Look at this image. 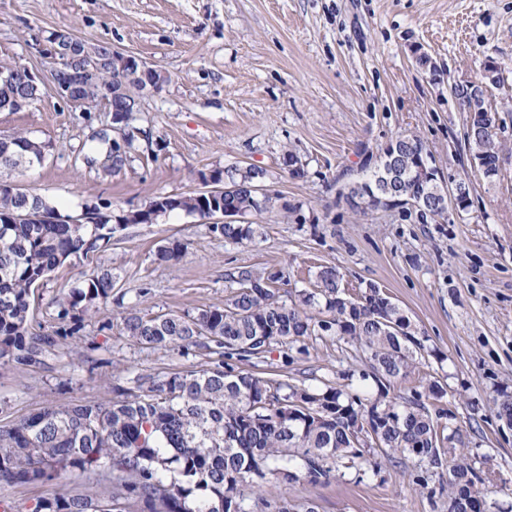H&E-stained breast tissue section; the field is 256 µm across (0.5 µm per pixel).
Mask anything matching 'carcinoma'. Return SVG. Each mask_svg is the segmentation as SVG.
Masks as SVG:
<instances>
[{
    "instance_id": "obj_1",
    "label": "carcinoma",
    "mask_w": 512,
    "mask_h": 512,
    "mask_svg": "<svg viewBox=\"0 0 512 512\" xmlns=\"http://www.w3.org/2000/svg\"><path fill=\"white\" fill-rule=\"evenodd\" d=\"M112 83L103 65L84 88L96 101L102 87ZM43 89L18 81L0 83V112H18L15 97L39 100ZM107 146L112 170L125 166L135 151V134L124 144ZM464 140L473 157L494 163L507 150L505 140L466 126ZM399 152L383 155L368 180L353 185L349 195L369 209L392 191L425 203L439 200L442 186L422 180L416 157L426 149L414 135L395 138ZM52 145L16 132L0 137V169L18 170L21 163L39 164ZM236 190L211 200L195 191L167 207L158 195L148 203L143 223L175 210L203 213L211 207L229 208L247 216L261 213L276 197L252 187L263 182L264 171L238 166L217 171ZM41 211L59 213L55 224L18 219ZM45 198L16 193L0 184V363H41L58 338L74 336L84 317L112 301L114 274L98 264L58 302V319L72 322L52 334L29 331L30 301L35 289L68 260L101 258L113 234L125 224H84L70 221ZM209 232L224 241L254 238V225L242 221L214 224ZM187 245L170 241L158 248L156 260L178 259ZM239 285L222 306L196 314L164 313L147 317L135 305L122 307L120 331L135 344L154 349L172 345L215 349L227 360L261 361L276 344L308 353L306 339L334 336L369 362L377 387L373 397L347 391V385L309 389L294 385L272 370L211 368L146 375L133 394L113 387L117 399L46 405L9 426H0V481L48 484L78 470L99 477L95 496L45 497L33 512H251V495L269 477L291 484L329 481L348 471L360 476L385 463L413 460L418 466L447 471L448 503L455 512H469L474 502H490L485 473L475 466L470 449L453 415L430 411L422 398L390 395L393 381L420 371L428 348L416 336L410 318L380 289L371 286L354 299L342 286L334 267L322 268L317 288L283 300L275 284L284 273L264 274L242 267L228 274Z\"/></svg>"
}]
</instances>
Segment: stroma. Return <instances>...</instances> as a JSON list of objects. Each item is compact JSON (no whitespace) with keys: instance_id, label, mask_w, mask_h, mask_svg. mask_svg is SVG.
<instances>
[{"instance_id":"obj_1","label":"stroma","mask_w":512,"mask_h":512,"mask_svg":"<svg viewBox=\"0 0 512 512\" xmlns=\"http://www.w3.org/2000/svg\"><path fill=\"white\" fill-rule=\"evenodd\" d=\"M61 30L135 56L167 80L141 92L137 149L117 172L79 155L111 124L105 103L79 107L48 91L23 111L0 112V136L26 132L52 145L42 164L1 180L76 216L105 199L117 212L140 208L159 194L200 189V174L254 166L284 209L252 216L257 233L243 244L214 237L206 220L179 211L116 232L107 252L113 302L85 317L42 364L0 365V425L42 405L109 403L113 386L136 389L141 375L217 364L203 348L129 341L113 326L117 298L147 316L194 313L223 305L237 267L285 272V298L313 290L320 269L333 266L352 296L379 287L416 325L431 354L420 373L393 382L392 396L410 398L438 382L445 395L429 408L453 412L495 500L512 506V426L495 405L499 394H512V0H0V59L49 77L41 44ZM418 49L435 72L416 63ZM489 59L506 83L489 99L505 113L509 146L492 182L471 168L467 114L448 96L454 80L480 79ZM400 134L419 136L446 175L469 182L467 212L424 224L349 206L348 187ZM288 150L304 177L284 165ZM174 240L186 244L184 255L158 262V247ZM93 267L74 261L51 273L35 292L33 333L58 329L57 299ZM308 349L289 360L284 346H273L264 366L312 388L366 370L333 337L310 340ZM417 471L408 461L319 485L271 482L265 495L310 501L316 512H448L437 476L422 487L412 481ZM97 489L74 471L51 485L2 483L0 500L31 512L42 498Z\"/></svg>"}]
</instances>
